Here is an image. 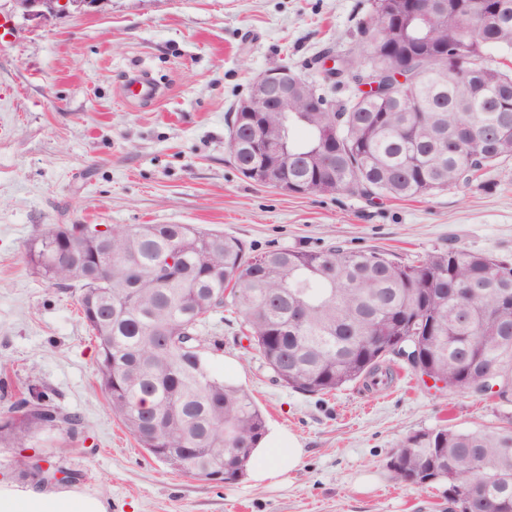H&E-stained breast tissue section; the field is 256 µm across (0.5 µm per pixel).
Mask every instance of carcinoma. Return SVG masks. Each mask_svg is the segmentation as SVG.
<instances>
[{"label": "carcinoma", "instance_id": "obj_1", "mask_svg": "<svg viewBox=\"0 0 512 512\" xmlns=\"http://www.w3.org/2000/svg\"><path fill=\"white\" fill-rule=\"evenodd\" d=\"M442 12L400 21L379 56H340L334 84L357 87L337 112H263L277 140L288 193L410 199L465 187L512 157V0H441ZM309 137L297 141L295 127ZM229 150L241 174L265 154L232 114ZM93 224H52L27 258L49 285L79 290L95 337L101 389L112 413L176 473L209 469L232 483L247 470L266 417L242 387L213 374L212 327L230 312L252 349L294 391L323 395L361 379H393L397 346L410 342L415 374L450 391L482 390L496 372V426L441 427L406 436L398 484L444 481L471 495L451 512H512V261L452 246L415 264L369 249L249 253L236 237L191 224H127L101 241ZM172 258L166 274L158 263ZM0 423L17 448L55 416L79 417L41 392ZM174 448L181 462L156 452Z\"/></svg>", "mask_w": 512, "mask_h": 512}]
</instances>
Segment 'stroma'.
Wrapping results in <instances>:
<instances>
[{
	"label": "stroma",
	"instance_id": "1",
	"mask_svg": "<svg viewBox=\"0 0 512 512\" xmlns=\"http://www.w3.org/2000/svg\"><path fill=\"white\" fill-rule=\"evenodd\" d=\"M372 16L373 0H99L38 22L0 0L11 27L0 50V421L33 390L82 422L76 436L1 441L0 478L33 482L26 459L38 455L112 512H449L444 483L397 485L389 461L414 432L498 424L494 398L398 365L386 389L359 380L302 394L223 324L210 369L250 392L304 454L276 487L184 476L109 410L77 291L49 287L27 260L49 224H193L256 252L340 244L410 263L461 246L511 259L512 159L467 188L374 201L286 194L233 165L226 118L254 78L285 65L321 83L325 56L363 53ZM133 65L164 88L160 101L123 100Z\"/></svg>",
	"mask_w": 512,
	"mask_h": 512
}]
</instances>
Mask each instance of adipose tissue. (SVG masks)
<instances>
[{
  "mask_svg": "<svg viewBox=\"0 0 512 512\" xmlns=\"http://www.w3.org/2000/svg\"><path fill=\"white\" fill-rule=\"evenodd\" d=\"M303 450L282 431H271L251 452L255 484L277 485L281 476L298 468ZM0 512H110L107 499L73 488L39 481L19 488L0 481Z\"/></svg>",
  "mask_w": 512,
  "mask_h": 512,
  "instance_id": "ef3b65f1",
  "label": "adipose tissue"
}]
</instances>
